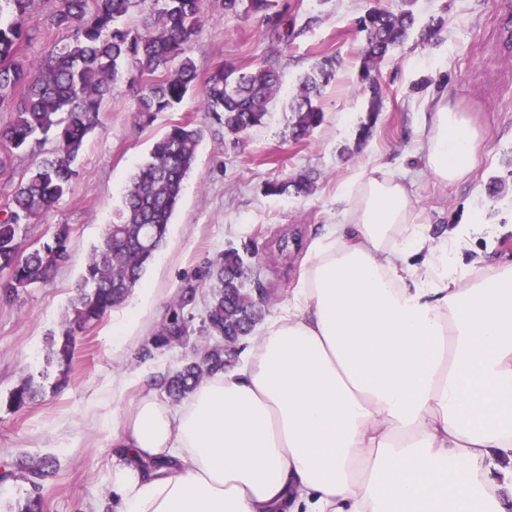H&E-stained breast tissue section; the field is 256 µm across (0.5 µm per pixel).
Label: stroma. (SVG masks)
<instances>
[{
	"instance_id": "stroma-1",
	"label": "stroma",
	"mask_w": 512,
	"mask_h": 512,
	"mask_svg": "<svg viewBox=\"0 0 512 512\" xmlns=\"http://www.w3.org/2000/svg\"><path fill=\"white\" fill-rule=\"evenodd\" d=\"M398 9L400 0H277L298 36L278 43L273 25L255 15L225 14L221 0H205L198 36L188 53L201 76L227 64L254 67L269 62L281 76L282 91L270 103L264 125L232 137L191 93L173 112L139 125L136 92L120 79L89 134L70 193L41 223L27 225V248L49 241L58 226L69 229L70 258L46 284L18 297L0 295V397L23 378H32L41 395L18 412L0 408V470L14 461L53 459L55 477L40 489L44 512H106L112 471L122 462L112 430L144 392L157 391L160 375L179 369L203 341L202 320L208 283L203 273L227 247L245 255L267 300L266 317L279 313L296 287L306 247L325 225L337 220L339 194L359 172L384 163L407 174L419 221L441 226L464 224L477 206L490 237H478L490 259L512 255V50L502 44L503 19L512 0H415L417 26L436 23L432 43L417 37L386 58L376 72L381 112L372 133L358 139L366 99L357 89L363 42L355 20L373 5ZM39 6L35 27L23 52L41 61L63 46L65 33ZM339 62L335 84L319 99L324 121L306 137L293 139L288 128V93L322 57ZM466 108L481 139L471 182L446 186L426 169L420 154L425 114L433 96ZM189 121L205 130L196 163L172 218L165 245L148 266L140 285L152 289L133 339L116 345L115 333L133 299L108 312L75 338L69 381L56 387L42 378L51 337L60 335L73 288L121 204L123 189L148 156L153 139L170 125ZM310 175L309 195L268 196L266 182ZM301 231L304 249L281 259L275 241ZM194 287V301L183 310L189 330L184 344L153 347L175 298ZM123 392L113 396V385Z\"/></svg>"
}]
</instances>
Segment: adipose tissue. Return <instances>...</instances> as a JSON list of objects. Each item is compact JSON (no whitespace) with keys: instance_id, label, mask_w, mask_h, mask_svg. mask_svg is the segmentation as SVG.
Masks as SVG:
<instances>
[{"instance_id":"ef3b65f1","label":"adipose tissue","mask_w":512,"mask_h":512,"mask_svg":"<svg viewBox=\"0 0 512 512\" xmlns=\"http://www.w3.org/2000/svg\"><path fill=\"white\" fill-rule=\"evenodd\" d=\"M479 150L434 99L437 180H469ZM416 217L388 165L358 176L239 365L121 419L115 512H512V260L456 262L478 210L441 236Z\"/></svg>"}]
</instances>
